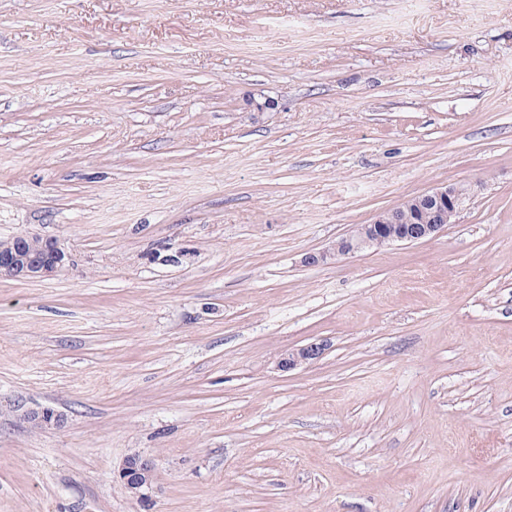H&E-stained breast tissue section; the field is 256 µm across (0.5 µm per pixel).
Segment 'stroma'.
Instances as JSON below:
<instances>
[{
  "instance_id": "stroma-1",
  "label": "stroma",
  "mask_w": 512,
  "mask_h": 512,
  "mask_svg": "<svg viewBox=\"0 0 512 512\" xmlns=\"http://www.w3.org/2000/svg\"><path fill=\"white\" fill-rule=\"evenodd\" d=\"M446 184L435 238L303 263ZM31 233L70 262L0 278V512H512L504 0H0ZM325 347V344L319 342L286 350L282 354L279 364L284 370L288 371L298 366L311 364L323 355ZM119 478L130 494L140 498L154 481L153 461L140 454H131L126 458Z\"/></svg>"
}]
</instances>
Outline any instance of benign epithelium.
I'll return each mask as SVG.
<instances>
[{"label":"benign epithelium","instance_id":"1","mask_svg":"<svg viewBox=\"0 0 512 512\" xmlns=\"http://www.w3.org/2000/svg\"><path fill=\"white\" fill-rule=\"evenodd\" d=\"M460 195L461 190L450 184L411 198L408 208L396 206L378 213L371 223L358 225L352 235L340 239L333 247L306 254L304 263L325 264L332 259L376 247L383 241L393 244L430 239L452 223ZM67 262L68 254L51 237L18 235L0 241V277L18 281L50 279ZM324 351L325 344L320 342L287 350L282 354L280 366L289 371L311 364ZM28 419L39 428L64 425L63 416L49 408L30 412ZM119 478L130 494L140 498L154 481L153 461L140 454H131L126 458Z\"/></svg>","mask_w":512,"mask_h":512}]
</instances>
